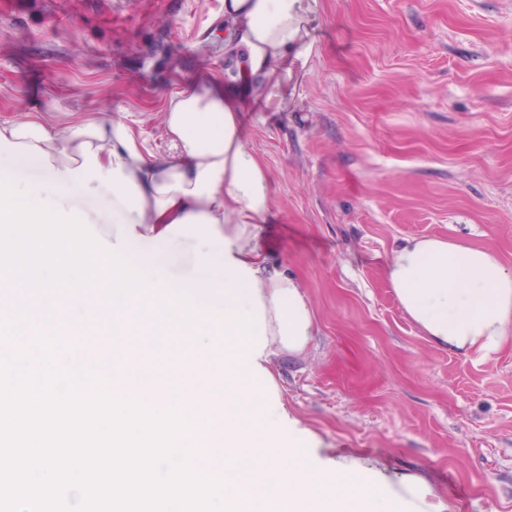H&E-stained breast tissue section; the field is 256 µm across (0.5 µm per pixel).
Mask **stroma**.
<instances>
[{
	"label": "stroma",
	"instance_id": "obj_1",
	"mask_svg": "<svg viewBox=\"0 0 512 512\" xmlns=\"http://www.w3.org/2000/svg\"><path fill=\"white\" fill-rule=\"evenodd\" d=\"M288 107L244 111L270 177L271 259L318 319L276 377L326 446L422 476L451 512H512V346L432 345L387 285L414 236L512 267V0H316ZM227 64L224 0H0V124L109 113L159 144L166 98ZM105 241L111 198L59 203Z\"/></svg>",
	"mask_w": 512,
	"mask_h": 512
}]
</instances>
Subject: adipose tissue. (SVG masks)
Instances as JSON below:
<instances>
[{
    "mask_svg": "<svg viewBox=\"0 0 512 512\" xmlns=\"http://www.w3.org/2000/svg\"><path fill=\"white\" fill-rule=\"evenodd\" d=\"M314 0H224V49L236 56L227 78L208 74L173 93L161 112L155 148L120 118L66 123L39 117L0 124V181L27 190L31 204L96 189L122 203L127 228L115 246L151 282H170L219 310L215 336L197 346L164 334L148 354L146 327L123 311L118 339L84 336L88 353L119 350L115 367L152 406L183 405L210 462L248 458L239 476L254 512H446L421 477L395 480L359 458L320 452V442L281 402L273 373L283 355L304 354L317 331L299 282L270 262L260 226L270 217L269 175L247 146L241 103L287 106L281 66L311 49ZM44 169L49 181L29 183ZM196 246L189 275L170 279L176 246ZM400 307L435 346L487 359L512 342V267L489 247L444 237L406 240L385 268Z\"/></svg>",
    "mask_w": 512,
    "mask_h": 512,
    "instance_id": "ef3b65f1",
    "label": "adipose tissue"
}]
</instances>
